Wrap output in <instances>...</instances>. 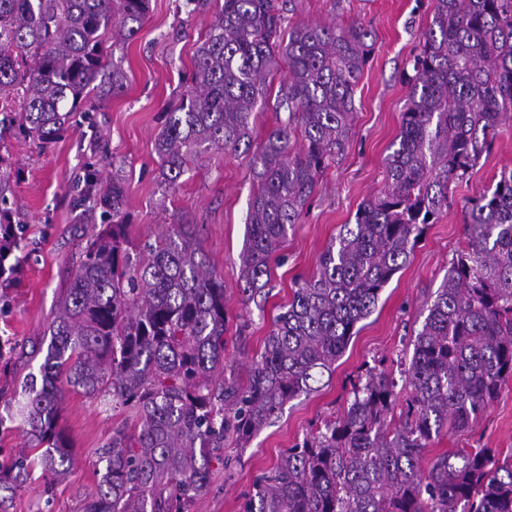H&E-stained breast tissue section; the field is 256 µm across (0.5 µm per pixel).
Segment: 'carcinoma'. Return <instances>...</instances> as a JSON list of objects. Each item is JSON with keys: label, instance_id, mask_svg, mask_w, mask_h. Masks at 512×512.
Here are the masks:
<instances>
[{"label": "carcinoma", "instance_id": "obj_1", "mask_svg": "<svg viewBox=\"0 0 512 512\" xmlns=\"http://www.w3.org/2000/svg\"><path fill=\"white\" fill-rule=\"evenodd\" d=\"M213 11L194 53L192 86L166 112L155 141L162 183L177 186L199 154L238 151L266 106V78L288 69V124L260 143L258 187L239 255L246 300L267 286L270 264L345 151L356 86L372 32L346 26L283 27L277 0H193ZM150 0H0V139L15 133L44 149L76 124L97 90L117 95L125 75L106 35L131 40ZM398 144L383 190L341 226L316 271L295 282L254 363L248 385L225 376L224 279L194 224H173L136 258L124 183L97 190L87 171L84 202L112 209L58 301L39 374L26 379L16 416L39 453L0 464V492L35 467L65 477L72 447L60 426L70 390L108 397L136 421L117 429L83 512H188L206 490L224 439L248 441L282 406L332 373L356 325L403 267L426 225L448 209L450 184L466 179L512 118V0H434L414 58ZM0 174V280L19 271L24 228L12 220ZM468 243L438 288L397 382L369 369L343 414L287 449L259 477L243 512H512V458L492 448L421 453L450 432L471 431L512 380V168L473 198Z\"/></svg>", "mask_w": 512, "mask_h": 512}]
</instances>
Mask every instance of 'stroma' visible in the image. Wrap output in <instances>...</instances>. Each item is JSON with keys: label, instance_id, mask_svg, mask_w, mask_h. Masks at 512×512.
Listing matches in <instances>:
<instances>
[{"label": "stroma", "instance_id": "obj_1", "mask_svg": "<svg viewBox=\"0 0 512 512\" xmlns=\"http://www.w3.org/2000/svg\"><path fill=\"white\" fill-rule=\"evenodd\" d=\"M432 0H289L286 25L363 24L374 37L370 60L355 93V118L345 153L326 169L301 221L279 249L271 267V291L263 306L244 304L239 255L246 240L249 204L257 189L253 161L259 143L288 120L278 96L288 77L268 78L269 97L250 124L251 141L238 152H209L181 177L176 189L161 183L155 140L168 106L187 90L192 58L210 14L195 11L191 0H151L137 35L117 43L114 60L126 75L121 95L94 98V107L56 144L38 148L19 138L0 140V156L11 171L7 196L14 221L26 226L17 255L21 271L0 287V336L20 348L15 364L0 370V388L21 395L38 361L26 354L41 343L57 313L73 265L93 233L111 223L98 205L81 203L78 182L94 168L102 184L120 175L131 215L127 249L138 253L170 225H199L202 247L224 279L228 322L225 364L239 383H247L251 362L280 305L291 296L295 277L308 276L341 225L353 223L361 203L380 191L387 178V157L401 128L410 91L413 59L431 23ZM512 167V120L503 122L489 154L472 173L451 185L450 206L428 226L407 263L383 288L376 309L357 325L342 357L318 391L286 402L272 423L247 443L224 441V463L212 464L211 481L189 512H242L257 476L274 468L284 451L316 433L324 420L342 415L353 384L366 368L397 372L410 361L413 339L456 254L467 244L465 206L488 190L502 167ZM130 422L128 410L71 392L60 425L73 448L69 476L49 481L33 473L7 512H81L85 497L100 480V456L115 429ZM458 448H492L512 454V381L502 387L474 430L441 437L427 448L421 468Z\"/></svg>", "mask_w": 512, "mask_h": 512}]
</instances>
